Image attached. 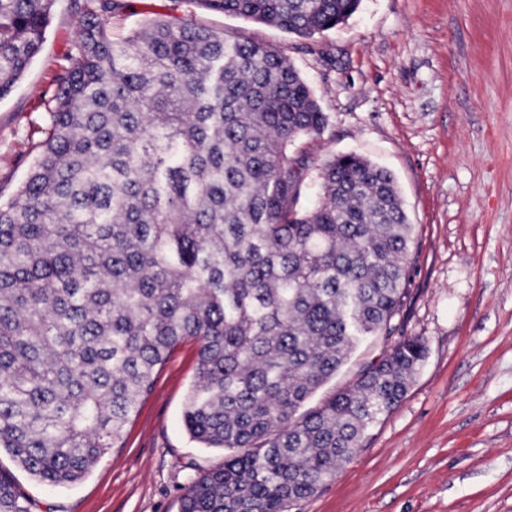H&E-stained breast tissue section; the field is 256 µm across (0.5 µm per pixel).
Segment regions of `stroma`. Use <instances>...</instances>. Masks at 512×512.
<instances>
[{"instance_id":"35a3bbf8","label":"stroma","mask_w":512,"mask_h":512,"mask_svg":"<svg viewBox=\"0 0 512 512\" xmlns=\"http://www.w3.org/2000/svg\"><path fill=\"white\" fill-rule=\"evenodd\" d=\"M154 19L275 47L329 119L307 148L388 168L414 226L410 299L392 337L364 341L323 391L352 383L406 337L422 339L427 357L361 450L291 512H512V0H361L312 38L197 0H129L106 26L122 40ZM76 22L75 0H55L40 53L0 99L2 198L46 137ZM196 368L195 343L177 346L122 447L79 483L51 488L17 472L33 512H180L188 478L224 460L182 422Z\"/></svg>"}]
</instances>
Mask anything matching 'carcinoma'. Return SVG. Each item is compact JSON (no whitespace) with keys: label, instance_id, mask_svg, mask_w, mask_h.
I'll return each mask as SVG.
<instances>
[{"label":"carcinoma","instance_id":"cac0c4a2","mask_svg":"<svg viewBox=\"0 0 512 512\" xmlns=\"http://www.w3.org/2000/svg\"><path fill=\"white\" fill-rule=\"evenodd\" d=\"M312 38L361 0H200ZM53 0H0V98L40 51ZM79 0L49 132L0 203V450L39 483L82 480L178 345H197L182 415L224 462L181 512H289L394 410L426 358L403 339L319 406L306 402L410 297L413 225L394 175L298 146L327 117L274 47ZM317 201L300 208L306 172ZM33 503L0 466V512Z\"/></svg>","mask_w":512,"mask_h":512}]
</instances>
